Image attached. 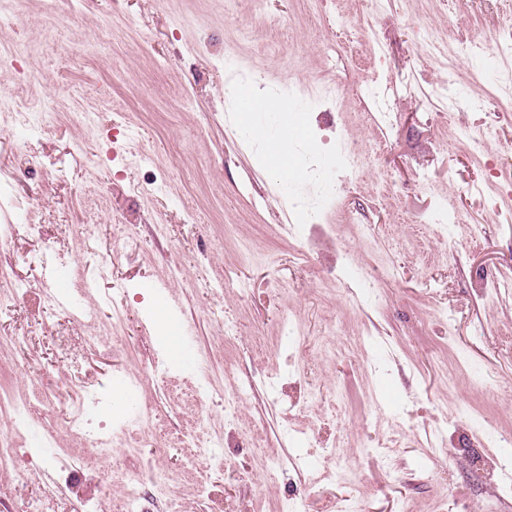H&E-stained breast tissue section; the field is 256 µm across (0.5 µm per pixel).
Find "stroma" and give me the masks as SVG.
Listing matches in <instances>:
<instances>
[{
	"label": "stroma",
	"instance_id": "35a3bbf8",
	"mask_svg": "<svg viewBox=\"0 0 512 512\" xmlns=\"http://www.w3.org/2000/svg\"><path fill=\"white\" fill-rule=\"evenodd\" d=\"M7 5L0 274L29 292L0 312V387L29 425L0 420L28 472L0 470V512H123L133 477L146 512H512V0ZM257 84L310 119L294 186L238 121ZM62 259L109 270L69 311L41 301ZM89 385L103 425L158 427L100 459L67 422ZM190 433L219 446L189 461Z\"/></svg>",
	"mask_w": 512,
	"mask_h": 512
}]
</instances>
